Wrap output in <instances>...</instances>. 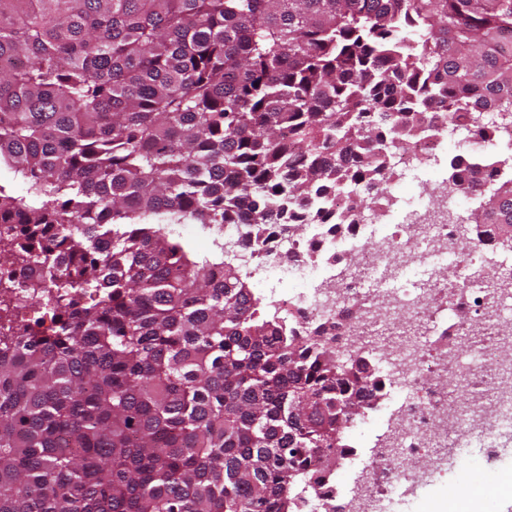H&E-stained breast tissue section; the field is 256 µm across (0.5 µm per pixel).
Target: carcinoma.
Returning <instances> with one entry per match:
<instances>
[{
    "label": "carcinoma",
    "instance_id": "carcinoma-1",
    "mask_svg": "<svg viewBox=\"0 0 512 512\" xmlns=\"http://www.w3.org/2000/svg\"><path fill=\"white\" fill-rule=\"evenodd\" d=\"M437 107L509 128L512 0H0V263L51 322L0 335V512H305L385 377L169 226L346 228L313 198ZM450 168L512 248V177Z\"/></svg>",
    "mask_w": 512,
    "mask_h": 512
}]
</instances>
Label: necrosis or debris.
Wrapping results in <instances>:
<instances>
[{"mask_svg":"<svg viewBox=\"0 0 512 512\" xmlns=\"http://www.w3.org/2000/svg\"><path fill=\"white\" fill-rule=\"evenodd\" d=\"M447 128V117L436 116L395 165L438 164ZM378 204L390 223H372L361 212L344 231L312 224L299 236L276 225L258 241L249 225L227 224L214 236L225 259L260 285L289 329L303 336L326 327L341 353L364 348L389 382L384 398L395 419L373 415L352 425L373 447L361 462L363 482L342 499L327 486L311 512H374L390 485L412 483L409 463L423 453L480 446L492 455L512 438V388L501 375V349L512 347V253L487 248L485 225L472 230L480 247L465 244L468 210L447 181L422 180L412 194L397 180ZM452 256L469 271L457 286L435 277ZM462 366L469 398L459 407L432 379Z\"/></svg>","mask_w":512,"mask_h":512,"instance_id":"necrosis-or-debris-1","label":"necrosis or debris"}]
</instances>
